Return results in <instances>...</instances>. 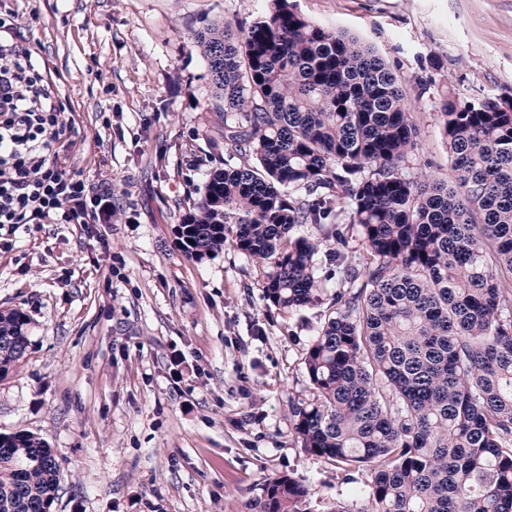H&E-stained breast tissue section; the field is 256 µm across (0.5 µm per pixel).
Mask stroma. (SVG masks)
I'll return each mask as SVG.
<instances>
[{
	"mask_svg": "<svg viewBox=\"0 0 512 512\" xmlns=\"http://www.w3.org/2000/svg\"><path fill=\"white\" fill-rule=\"evenodd\" d=\"M65 97L62 165L109 180L107 224H22L0 248V309L30 344L0 378V433L55 451L52 512H257L268 481L305 478L311 512L341 491L289 431L305 352L327 312L289 315L233 246L187 256L177 226L210 170L239 164L195 34L251 21L267 0H0ZM356 37L397 76L420 128L415 162L454 172L444 93L512 99V0H292Z\"/></svg>",
	"mask_w": 512,
	"mask_h": 512,
	"instance_id": "stroma-1",
	"label": "stroma"
}]
</instances>
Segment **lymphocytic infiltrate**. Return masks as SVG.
I'll return each instance as SVG.
<instances>
[{"label":"lymphocytic infiltrate","mask_w":512,"mask_h":512,"mask_svg":"<svg viewBox=\"0 0 512 512\" xmlns=\"http://www.w3.org/2000/svg\"><path fill=\"white\" fill-rule=\"evenodd\" d=\"M74 128L15 14L0 12V229L109 223L111 183H89L60 163Z\"/></svg>","instance_id":"1"}]
</instances>
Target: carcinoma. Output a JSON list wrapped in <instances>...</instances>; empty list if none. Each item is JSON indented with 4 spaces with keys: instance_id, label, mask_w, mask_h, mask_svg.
Listing matches in <instances>:
<instances>
[{
    "instance_id": "obj_1",
    "label": "carcinoma",
    "mask_w": 512,
    "mask_h": 512,
    "mask_svg": "<svg viewBox=\"0 0 512 512\" xmlns=\"http://www.w3.org/2000/svg\"><path fill=\"white\" fill-rule=\"evenodd\" d=\"M195 39L240 164L209 174L177 233L196 260L229 243L263 265L284 312L330 294L289 403L301 452L363 499L326 512H512V102L443 98L450 184L413 163L415 113L383 59L290 0ZM321 254L336 270L321 272ZM28 325L0 309V378L25 357ZM60 483L43 439L0 434V512L50 509ZM307 502L288 473L260 512Z\"/></svg>"
}]
</instances>
